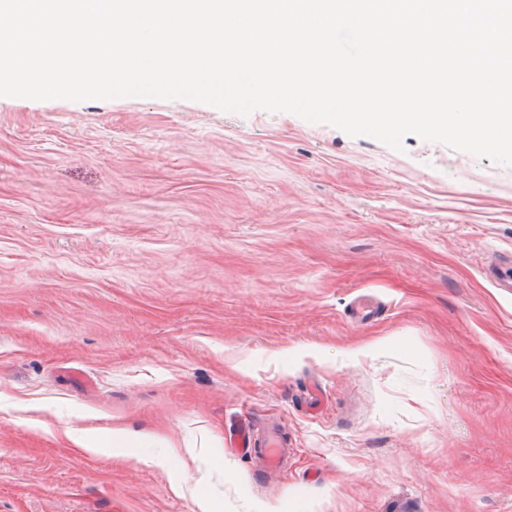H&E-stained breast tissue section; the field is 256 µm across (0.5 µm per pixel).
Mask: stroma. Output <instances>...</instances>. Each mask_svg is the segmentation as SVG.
Returning a JSON list of instances; mask_svg holds the SVG:
<instances>
[{
  "label": "stroma",
  "instance_id": "obj_1",
  "mask_svg": "<svg viewBox=\"0 0 512 512\" xmlns=\"http://www.w3.org/2000/svg\"><path fill=\"white\" fill-rule=\"evenodd\" d=\"M511 267L512 167L439 142L0 97V512H512ZM229 440L243 455L257 459L265 475L278 471L288 453L280 430L274 426L264 429L262 434L257 428H239L230 433Z\"/></svg>",
  "mask_w": 512,
  "mask_h": 512
}]
</instances>
